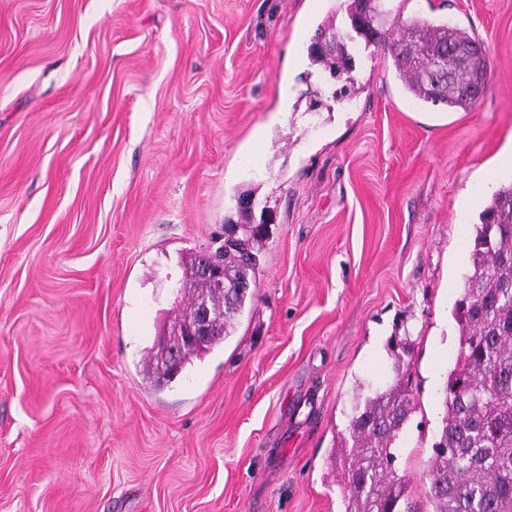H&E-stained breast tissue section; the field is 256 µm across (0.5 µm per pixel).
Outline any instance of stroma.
I'll use <instances>...</instances> for the list:
<instances>
[{
    "label": "stroma",
    "mask_w": 512,
    "mask_h": 512,
    "mask_svg": "<svg viewBox=\"0 0 512 512\" xmlns=\"http://www.w3.org/2000/svg\"><path fill=\"white\" fill-rule=\"evenodd\" d=\"M388 7L485 46L473 109L422 120L359 38L335 103L307 47L345 0H0V512H343L328 456L400 343L394 475L431 512L472 226L512 180V0ZM242 193L277 216L254 296L155 388L170 286Z\"/></svg>",
    "instance_id": "1"
}]
</instances>
